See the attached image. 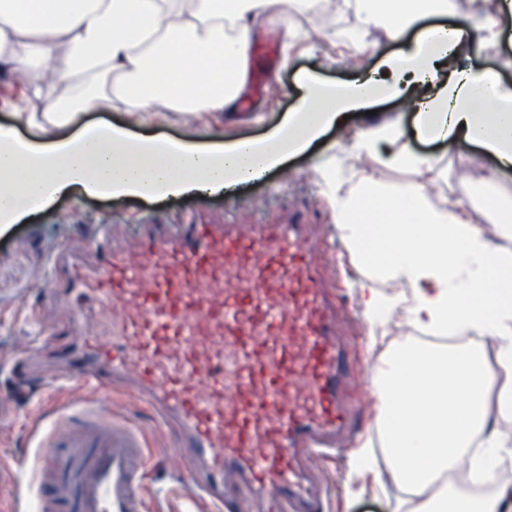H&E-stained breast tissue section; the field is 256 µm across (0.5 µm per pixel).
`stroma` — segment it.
I'll list each match as a JSON object with an SVG mask.
<instances>
[{
	"instance_id": "stroma-1",
	"label": "stroma",
	"mask_w": 512,
	"mask_h": 512,
	"mask_svg": "<svg viewBox=\"0 0 512 512\" xmlns=\"http://www.w3.org/2000/svg\"><path fill=\"white\" fill-rule=\"evenodd\" d=\"M315 26V19L303 18L301 36L290 45L273 32L254 40V47L273 46L277 53L262 61L253 60V67H266L267 85L264 93L240 102L237 112L186 115L158 103L154 106L159 114L154 134L203 144L265 136L297 107L306 92L305 75L327 83H346L369 76L383 55L401 49L380 29L371 30L363 43H356L351 33L357 28V19L350 10L338 12L331 33L316 32ZM448 66L493 70L504 83L512 85V30L503 34L499 45L467 59H449ZM375 108L382 119L399 122L413 152L434 158L432 168L420 172L394 169L379 154L359 159L351 156L349 144L367 126L364 113L354 112L343 128L328 129L307 152L291 158L286 167L270 172L235 195L203 193L147 201L73 194L61 197L41 215L0 228V481L6 488L0 497V512H28L32 478L17 465L33 454L46 430L70 411L94 407L108 412L113 421L136 426L154 459H161L168 451L166 432L158 429L150 409L132 395L99 393L83 383L69 382L56 387L49 399H42L40 383L50 368L49 348L66 340L57 330L62 311L40 301L56 252L65 247L86 263H94L88 243L105 226L120 245L128 246L136 241L145 224H180L190 218L199 224H221L228 219L239 224H284L293 215L322 239L324 279L341 303L354 345L353 377L346 398L354 411L356 430L349 449L338 457L317 461L327 489L324 512H393L402 491L390 484L379 486L371 475H357L354 450L362 443L379 440L376 413L380 401L368 380L370 369L400 346L420 343L424 331L398 319L388 336L370 343L359 274L347 256L315 164L320 159H334L348 167H361L384 185L413 179L426 182L431 193L447 199L449 205L466 204L471 224L482 227L488 218L483 208L470 205L468 198L473 183L496 168L497 162L477 147L459 150L442 142L418 139L406 99L380 96ZM24 350L34 371L20 381L13 374V366Z\"/></svg>"
}]
</instances>
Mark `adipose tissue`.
I'll return each instance as SVG.
<instances>
[{"instance_id": "ef3b65f1", "label": "adipose tissue", "mask_w": 512, "mask_h": 512, "mask_svg": "<svg viewBox=\"0 0 512 512\" xmlns=\"http://www.w3.org/2000/svg\"><path fill=\"white\" fill-rule=\"evenodd\" d=\"M302 0H0V81L22 84L43 104L4 101L14 122L0 124V219L12 224L57 198L151 199L222 193L261 178L289 155L308 149L350 112H366L375 91L406 97L416 133L465 147L477 144L512 166V87L491 70L446 71L449 55L497 43L512 26V0H354L362 30L383 28L403 52L383 61L382 79H357L337 90L314 86L265 141L238 138L215 145L173 141L150 132L152 107L176 112H234L247 78L251 44L270 16L293 41L291 9ZM452 15V26L426 28ZM118 106L140 135L115 125H80L84 112ZM44 132L77 126L75 135L24 140L18 126ZM389 149L392 168L421 170L431 158L402 141L397 124L364 132L354 156ZM323 192L358 268L371 335L406 312L410 322L460 346L408 345L373 367L382 406L392 480L414 496L394 512H503V496H474L449 484L500 474L512 457V199L496 171L481 182L491 230L470 224L463 205L434 199L425 183L392 186L366 172L328 164ZM496 344L487 352L486 340ZM481 451H474V443Z\"/></svg>"}]
</instances>
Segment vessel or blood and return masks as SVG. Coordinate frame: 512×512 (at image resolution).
<instances>
[{
  "instance_id": "1",
  "label": "vessel or blood",
  "mask_w": 512,
  "mask_h": 512,
  "mask_svg": "<svg viewBox=\"0 0 512 512\" xmlns=\"http://www.w3.org/2000/svg\"><path fill=\"white\" fill-rule=\"evenodd\" d=\"M94 248L100 265L71 263L66 288L42 300L66 302L72 336L109 316L112 348L85 346L56 380L132 389L186 460L195 502L220 507L231 490L260 512H322L311 461L353 432L350 339L308 225L149 227L133 248L106 235ZM45 439L23 462L33 512H149L142 488L158 464L135 427L65 416Z\"/></svg>"
}]
</instances>
